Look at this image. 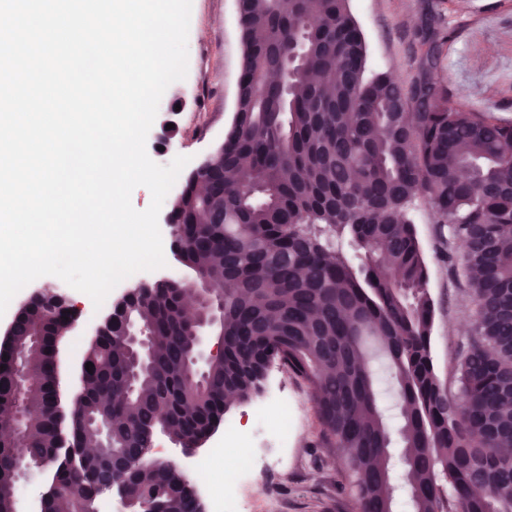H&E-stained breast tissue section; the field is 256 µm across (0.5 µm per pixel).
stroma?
I'll use <instances>...</instances> for the list:
<instances>
[{"label":"stroma","mask_w":512,"mask_h":512,"mask_svg":"<svg viewBox=\"0 0 512 512\" xmlns=\"http://www.w3.org/2000/svg\"><path fill=\"white\" fill-rule=\"evenodd\" d=\"M364 37L369 73L392 74L404 86L417 82L427 52L437 57L436 75L451 100L475 112H491L512 120V0H349ZM188 74L165 91L146 142L150 158L169 164L189 157L198 165L223 141L236 109L243 46L235 0H192L188 35ZM172 121L160 136L161 121ZM429 271L428 291L434 302L432 355L445 382H452L456 357L466 342L470 317L468 286L462 274L461 247L444 251L436 218L424 203L410 210ZM66 292L80 315L58 345L63 401H70L79 384L83 354L100 326L132 281L119 283L110 303L92 309L91 299L61 279L45 276L19 291L0 316V337L33 293L41 288ZM292 411L290 434L281 437L275 408ZM225 421L238 425L247 438L232 455L246 460L247 472L227 512L250 499L255 512H357L348 480L339 472V448L323 437L309 384L287 365L273 362L259 395L227 406ZM224 439L216 428L195 453L187 454L162 431H155L151 456L174 464L187 476L201 506L220 492L219 482L202 483L192 464Z\"/></svg>","instance_id":"obj_1"}]
</instances>
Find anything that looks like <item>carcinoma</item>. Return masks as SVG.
I'll list each match as a JSON object with an SVG mask.
<instances>
[{
	"mask_svg": "<svg viewBox=\"0 0 512 512\" xmlns=\"http://www.w3.org/2000/svg\"><path fill=\"white\" fill-rule=\"evenodd\" d=\"M241 39L224 152L210 175L186 180L171 211L179 262L223 294L224 355L203 387L187 382L190 283L138 285L127 316L152 353L135 392L129 346L106 321L85 350L94 367L82 370L65 429L56 345L73 319L45 293L31 297L0 351V429L15 416V355L34 374L23 445L0 443V512L13 508L20 457L52 461V483L95 504L108 476L83 449L96 439L88 421L106 414L120 421L112 451L126 458L117 480L128 497L147 512H202L172 463L147 460L154 431L200 447L224 419L225 394L249 398L275 360L310 385L361 512H395L396 460L412 512H512V164L502 162L512 121L448 111L431 54L409 90L387 73L365 79L348 0H320L313 25L299 0H246ZM428 94L426 111L393 112L397 99L410 107ZM466 165L473 174L461 180ZM488 182L499 192L483 191ZM416 197L440 218L441 239L464 244L471 330L448 395L431 351L428 266L405 217Z\"/></svg>",
	"mask_w": 512,
	"mask_h": 512,
	"instance_id": "obj_1",
	"label": "carcinoma"
}]
</instances>
